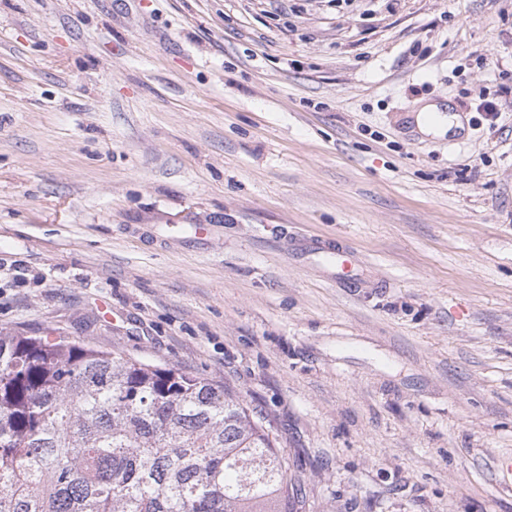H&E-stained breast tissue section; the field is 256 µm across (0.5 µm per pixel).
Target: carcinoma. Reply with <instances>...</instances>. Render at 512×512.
<instances>
[{"label": "carcinoma", "instance_id": "1", "mask_svg": "<svg viewBox=\"0 0 512 512\" xmlns=\"http://www.w3.org/2000/svg\"><path fill=\"white\" fill-rule=\"evenodd\" d=\"M271 424L174 366L0 329V512H300Z\"/></svg>", "mask_w": 512, "mask_h": 512}]
</instances>
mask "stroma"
I'll return each instance as SVG.
<instances>
[{
	"label": "stroma",
	"instance_id": "obj_1",
	"mask_svg": "<svg viewBox=\"0 0 512 512\" xmlns=\"http://www.w3.org/2000/svg\"><path fill=\"white\" fill-rule=\"evenodd\" d=\"M510 85L512 0H0V328L224 384L305 512H512Z\"/></svg>",
	"mask_w": 512,
	"mask_h": 512
}]
</instances>
